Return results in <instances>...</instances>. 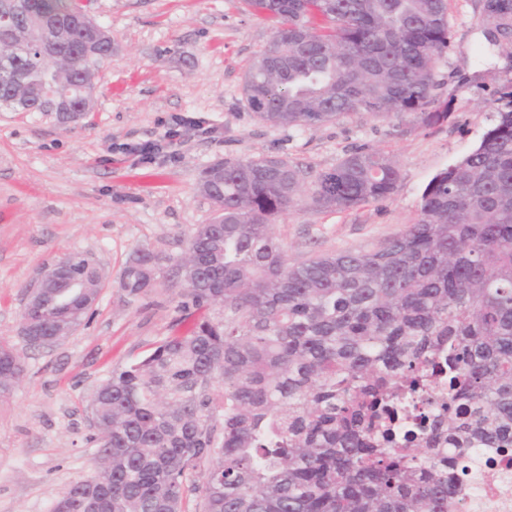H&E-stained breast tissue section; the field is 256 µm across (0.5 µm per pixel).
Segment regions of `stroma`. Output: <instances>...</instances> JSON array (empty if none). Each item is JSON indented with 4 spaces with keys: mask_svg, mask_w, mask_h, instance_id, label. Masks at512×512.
Listing matches in <instances>:
<instances>
[{
    "mask_svg": "<svg viewBox=\"0 0 512 512\" xmlns=\"http://www.w3.org/2000/svg\"><path fill=\"white\" fill-rule=\"evenodd\" d=\"M82 4L112 35L91 111L71 126L48 112L0 111V339L24 368L12 395L0 399V512H51L62 492L91 475L97 387L187 327L173 267L134 303L120 278L133 250L179 259L195 228L215 217L199 186L205 168L269 156L321 172L352 147L378 149L400 169L389 199L322 211L306 196L273 227L293 264L370 249L417 221L429 180L479 144L501 93L512 88V47L488 44L479 0H449L451 46L435 65L447 123L413 130L360 111L314 128L275 126L259 120L243 92L273 23L243 0ZM179 116L209 132L184 128L176 160L120 151L123 143L158 142ZM76 254L103 270L97 303L65 340L29 345L20 331L27 286Z\"/></svg>",
    "mask_w": 512,
    "mask_h": 512,
    "instance_id": "obj_1",
    "label": "stroma"
}]
</instances>
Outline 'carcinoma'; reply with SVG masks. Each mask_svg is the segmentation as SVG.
Wrapping results in <instances>:
<instances>
[{
	"label": "carcinoma",
	"instance_id": "obj_1",
	"mask_svg": "<svg viewBox=\"0 0 512 512\" xmlns=\"http://www.w3.org/2000/svg\"><path fill=\"white\" fill-rule=\"evenodd\" d=\"M275 30L245 76L247 103L267 123L303 129L356 111L448 121L435 63L450 47L446 0H245ZM490 44L512 47V0H481ZM57 26L61 84L86 63L69 24L80 0H20ZM0 64V107L38 112L33 42ZM287 62L268 64L272 54ZM469 154L436 173L417 221L371 249L288 262L273 224L308 195L321 210L391 197L395 161L366 145L317 174L275 157L224 159V182L201 177L217 216L178 261L198 283L183 307L222 310L112 371L92 409L107 487L77 481L52 512H460L448 466L475 468L473 450L512 448V92ZM167 256L134 251L129 301L158 285ZM55 288L23 311L48 331L80 325L97 289L91 258L62 260ZM22 365L0 341V397Z\"/></svg>",
	"mask_w": 512,
	"mask_h": 512
}]
</instances>
